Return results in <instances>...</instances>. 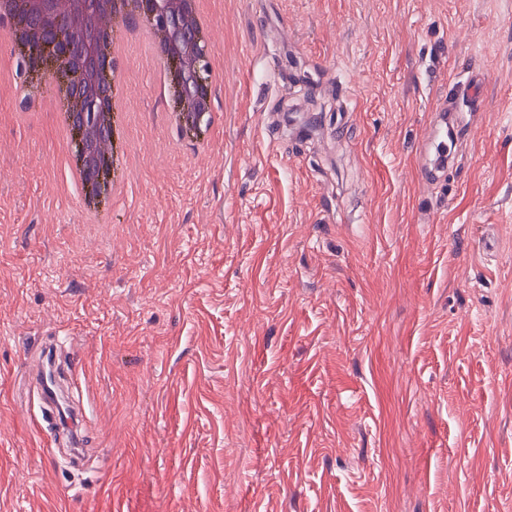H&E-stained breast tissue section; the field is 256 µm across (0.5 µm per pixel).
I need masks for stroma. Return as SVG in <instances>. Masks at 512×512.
<instances>
[{
	"label": "stroma",
	"mask_w": 512,
	"mask_h": 512,
	"mask_svg": "<svg viewBox=\"0 0 512 512\" xmlns=\"http://www.w3.org/2000/svg\"><path fill=\"white\" fill-rule=\"evenodd\" d=\"M203 8L197 137L119 24L128 183L98 224L53 71L0 49V512H512V0ZM48 340L77 462L26 376ZM433 112L436 115V120L432 124V136L434 142H437V148L440 149V162L447 165V140L444 137H440L441 134H445L448 137L449 142L453 143L454 136L460 128V117L456 112H452L448 108L447 102L439 104ZM442 166V167H445Z\"/></svg>",
	"instance_id": "stroma-1"
}]
</instances>
